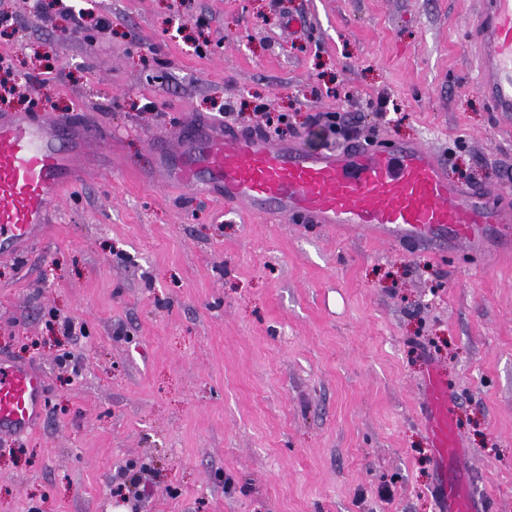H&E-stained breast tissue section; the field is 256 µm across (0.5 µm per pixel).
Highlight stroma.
<instances>
[{"label":"stroma","instance_id":"obj_1","mask_svg":"<svg viewBox=\"0 0 512 512\" xmlns=\"http://www.w3.org/2000/svg\"><path fill=\"white\" fill-rule=\"evenodd\" d=\"M65 3L80 36L55 0H0L10 109L48 79L38 110L109 129L112 150L0 260V361L45 381L36 426L0 442V512H439L434 371L471 493L512 512V223L474 244L375 239L132 169L155 138L227 111L241 128L262 103L307 149L343 145L313 121L337 112L512 192V114L474 88L481 0ZM131 464L136 502L116 494Z\"/></svg>","mask_w":512,"mask_h":512}]
</instances>
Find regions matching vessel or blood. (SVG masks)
Segmentation results:
<instances>
[{"mask_svg":"<svg viewBox=\"0 0 512 512\" xmlns=\"http://www.w3.org/2000/svg\"><path fill=\"white\" fill-rule=\"evenodd\" d=\"M479 52L476 89L495 112H512V0H483L471 29ZM111 136L89 125L81 137L29 113L0 117V257L16 255L38 240L52 220V207L82 176L76 150L110 145ZM161 166L165 179L189 187L205 184L226 204L245 207L285 223L342 225L395 234L408 242L455 235L473 242L484 227L505 221L495 195L449 181L448 172L425 143L311 152L233 128L216 135L193 128L178 146L153 142L135 171ZM425 423L441 465L450 473L438 495L445 512H481L468 489V451L461 448L449 415L448 386L438 374L427 383ZM45 394L41 374L0 362V435L30 429Z\"/></svg>","mask_w":512,"mask_h":512,"instance_id":"b4317fda","label":"vessel or blood"}]
</instances>
